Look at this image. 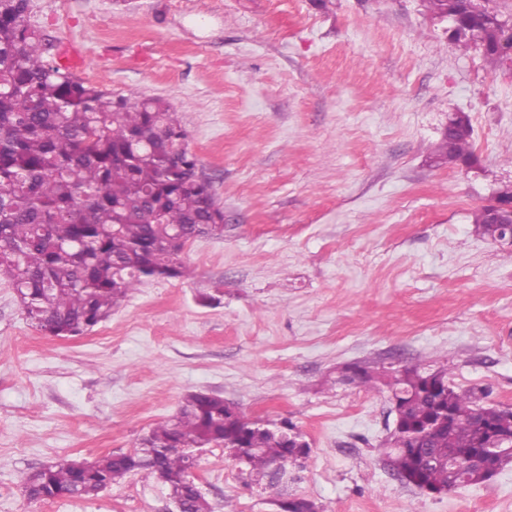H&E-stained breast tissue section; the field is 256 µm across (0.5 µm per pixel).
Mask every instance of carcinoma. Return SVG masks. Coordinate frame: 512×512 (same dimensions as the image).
Instances as JSON below:
<instances>
[{
	"instance_id": "carcinoma-1",
	"label": "carcinoma",
	"mask_w": 512,
	"mask_h": 512,
	"mask_svg": "<svg viewBox=\"0 0 512 512\" xmlns=\"http://www.w3.org/2000/svg\"><path fill=\"white\" fill-rule=\"evenodd\" d=\"M426 2L451 21L455 42L492 66L512 61L508 19L476 0ZM30 12L31 0H0V275L32 326L72 337L108 320L145 282L190 277L181 254L203 226L224 229V208L199 172L179 113L161 97L114 96L60 68ZM471 139L467 118L451 121L435 160L473 164ZM473 224L479 237L495 236L487 207ZM345 380L366 390L382 385L400 401L399 426L381 454L401 480L430 494L484 482L471 464L484 428L512 435V411L485 405L482 390L456 389L444 366H351ZM294 434L287 420L248 421L224 398L192 392L134 452L82 466L62 459L29 473L23 492L42 501L91 499L147 470L182 496V512H213L195 490L185 451L219 447L274 492L281 512H322L288 492L298 479L293 467L310 452L294 451Z\"/></svg>"
}]
</instances>
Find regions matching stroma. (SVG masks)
<instances>
[{"instance_id":"stroma-1","label":"stroma","mask_w":512,"mask_h":512,"mask_svg":"<svg viewBox=\"0 0 512 512\" xmlns=\"http://www.w3.org/2000/svg\"><path fill=\"white\" fill-rule=\"evenodd\" d=\"M32 0L30 22L86 51L80 78L160 96L224 208V233L91 332L32 327L0 275V512H172L139 471L91 500L27 502L25 476L131 452L192 392L296 425L293 494L324 512H512V468L442 495L377 448L389 395L352 364L448 363L451 383L512 408V247L473 215L512 182V67L448 38L425 0ZM468 116L472 167L436 164ZM197 484L213 512H275L222 449Z\"/></svg>"}]
</instances>
